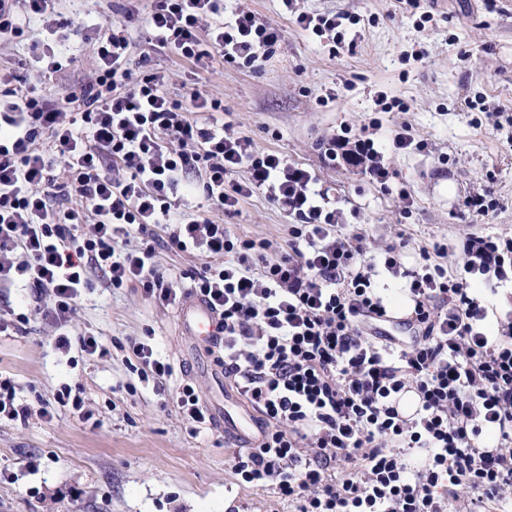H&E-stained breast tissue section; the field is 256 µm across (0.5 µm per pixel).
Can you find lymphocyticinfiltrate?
<instances>
[{"mask_svg":"<svg viewBox=\"0 0 512 512\" xmlns=\"http://www.w3.org/2000/svg\"><path fill=\"white\" fill-rule=\"evenodd\" d=\"M58 7L0 0V42L41 21L48 38L31 42L29 64L43 78L62 68L53 41L85 28L57 21ZM141 14L154 51L198 68L262 69L281 40L252 11L225 21L224 0H135L125 23L97 25L96 67L80 93L35 94L0 66V288L25 281L35 313L56 326L73 319L96 273L176 300L151 242L164 232L171 248L205 257L190 288L221 320L215 361L261 418L258 443L230 459L240 485L273 488L297 512L511 508L512 310L498 333L488 318L492 296L512 288V237H467L453 269L444 243L412 269L399 245L368 252L310 171L256 151L225 121L222 99L197 89L178 99L161 72L133 73L127 23ZM427 147L405 129L386 147L364 126L325 155L384 188L388 153ZM240 168L246 180L227 182ZM189 176L223 211L265 194L294 219L287 252L269 258L270 242L232 235L199 210L171 215L169 196ZM135 234L141 245H130ZM394 292L411 303L406 337L389 312ZM410 392L418 403L406 413Z\"/></svg>","mask_w":512,"mask_h":512,"instance_id":"lymphocytic-infiltrate-1","label":"lymphocytic infiltrate"}]
</instances>
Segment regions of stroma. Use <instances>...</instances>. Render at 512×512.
<instances>
[{
  "instance_id": "stroma-1",
  "label": "stroma",
  "mask_w": 512,
  "mask_h": 512,
  "mask_svg": "<svg viewBox=\"0 0 512 512\" xmlns=\"http://www.w3.org/2000/svg\"><path fill=\"white\" fill-rule=\"evenodd\" d=\"M254 11L277 26L282 41L262 70L238 64L194 71L176 57L152 53L146 24H131L134 55L164 74L167 90L187 85L224 101L228 120L260 151L272 149L316 176L337 207L355 211L370 249L404 242L407 265L434 242L456 244L470 234L512 236V144L485 122L489 112L512 113V0H224L225 16ZM344 15L353 51L330 56L301 31L294 11ZM62 70L34 81L39 93L79 91L95 68L84 38L61 54ZM401 100L382 110L378 92ZM379 123V139L409 127L429 151L391 156V191L360 170L330 162L325 150L342 129ZM414 201L405 207L398 190ZM491 192L498 206L470 214L472 195ZM185 205L208 208L213 220L239 236L285 247L292 219L263 194L238 212L209 208L202 187ZM34 292L24 281L0 288V317L28 314L22 329L0 335V380L25 405V419L0 418V512H292L272 488L244 489L231 474L235 442L218 426L193 431L175 408L178 387L195 383L206 407L222 403L231 384L208 347L178 321L179 304L142 289L105 283L82 294L66 331L69 353L55 347L54 328L33 313ZM102 337L109 352L90 357L82 335ZM151 340L174 367L164 389L139 379L127 363L132 342ZM79 388L82 410L47 400L63 387Z\"/></svg>"
}]
</instances>
